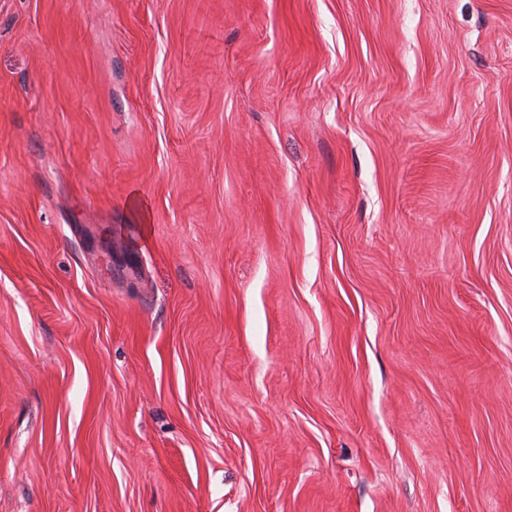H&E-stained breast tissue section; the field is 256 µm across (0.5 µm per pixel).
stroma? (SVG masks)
Masks as SVG:
<instances>
[{
    "instance_id": "stroma-1",
    "label": "stroma",
    "mask_w": 512,
    "mask_h": 512,
    "mask_svg": "<svg viewBox=\"0 0 512 512\" xmlns=\"http://www.w3.org/2000/svg\"><path fill=\"white\" fill-rule=\"evenodd\" d=\"M0 512H512V0H0Z\"/></svg>"
}]
</instances>
